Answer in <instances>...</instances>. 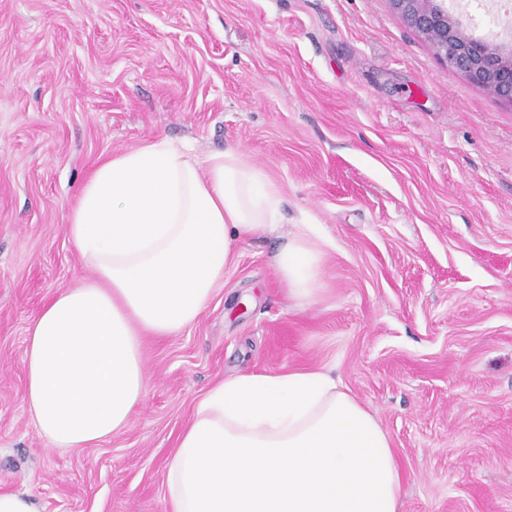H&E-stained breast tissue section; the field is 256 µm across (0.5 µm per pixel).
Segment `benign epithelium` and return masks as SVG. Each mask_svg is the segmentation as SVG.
<instances>
[{
  "instance_id": "1",
  "label": "benign epithelium",
  "mask_w": 512,
  "mask_h": 512,
  "mask_svg": "<svg viewBox=\"0 0 512 512\" xmlns=\"http://www.w3.org/2000/svg\"><path fill=\"white\" fill-rule=\"evenodd\" d=\"M392 9L448 66L512 104V40L475 37L448 8V0H389Z\"/></svg>"
}]
</instances>
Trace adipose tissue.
<instances>
[{"label": "adipose tissue", "mask_w": 512, "mask_h": 512, "mask_svg": "<svg viewBox=\"0 0 512 512\" xmlns=\"http://www.w3.org/2000/svg\"><path fill=\"white\" fill-rule=\"evenodd\" d=\"M281 186L229 149L198 162L158 138L100 160L66 234L95 271L32 321L23 400L45 440L84 448L128 426L148 382L139 336L196 322L249 240L279 234ZM272 263L295 306L325 291L313 225ZM388 432L324 368L240 373L197 402L167 469L168 512H400Z\"/></svg>", "instance_id": "1"}]
</instances>
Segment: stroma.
<instances>
[{
	"label": "stroma",
	"mask_w": 512,
	"mask_h": 512,
	"mask_svg": "<svg viewBox=\"0 0 512 512\" xmlns=\"http://www.w3.org/2000/svg\"><path fill=\"white\" fill-rule=\"evenodd\" d=\"M163 137L235 148L327 241L293 308L266 237L199 319L141 339L131 423L54 448L23 391L27 330L91 278L68 205L102 156ZM331 368L406 475L401 512H512V104L388 0H0V488L40 512H165L166 472L217 380Z\"/></svg>",
	"instance_id": "obj_1"
}]
</instances>
